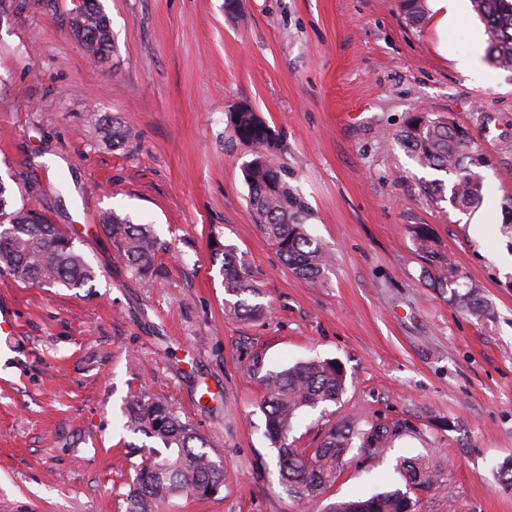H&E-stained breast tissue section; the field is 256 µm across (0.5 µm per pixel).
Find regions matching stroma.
<instances>
[{
	"instance_id": "obj_1",
	"label": "stroma",
	"mask_w": 512,
	"mask_h": 512,
	"mask_svg": "<svg viewBox=\"0 0 512 512\" xmlns=\"http://www.w3.org/2000/svg\"><path fill=\"white\" fill-rule=\"evenodd\" d=\"M114 48L89 57L72 37L77 0H0V177L17 206L70 229L98 276L89 292L0 275L20 325L0 366V512H124L144 438L125 429L139 392L167 400L209 441L226 483L177 512H296L263 435L261 378L297 362L339 363V403L291 433L316 447L352 418L407 431L380 458L351 451L310 512L402 487L397 458L427 456L446 490L412 492L415 512H512L498 481L512 458V241L501 216L477 225L431 203L394 138L427 109L493 151L485 195L512 194V72L458 60L486 47L470 0L441 28L410 25L400 0H100ZM250 105L288 146L312 209L309 232L333 255L328 280L298 278L254 224L245 148L227 121ZM119 121L130 136L114 144ZM154 225L166 248L151 285L114 254L101 218ZM482 288L490 313L457 309L440 268ZM249 263L264 315L229 312L210 241ZM413 232L416 238L419 240V244L422 247V249H424L426 253H429L431 258H434V260L432 261L438 262L440 267H443L446 270L451 271L450 277L454 278L452 271L454 265L452 264L450 257L448 256L447 258L446 256L440 254L439 252L429 250L430 243L432 242L429 225L419 224L414 228Z\"/></svg>"
}]
</instances>
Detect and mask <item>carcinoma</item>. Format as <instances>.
I'll return each mask as SVG.
<instances>
[{"label":"carcinoma","instance_id":"carcinoma-1","mask_svg":"<svg viewBox=\"0 0 512 512\" xmlns=\"http://www.w3.org/2000/svg\"><path fill=\"white\" fill-rule=\"evenodd\" d=\"M472 10L484 22L489 41L485 58L500 69L512 71V0H470ZM406 20L418 24L426 13V0H401ZM70 29L85 51L101 59L112 51L110 19L99 0H80ZM232 140L245 147L251 159L243 166L249 189V205L255 223L276 247L288 267L301 279L319 284L331 270L327 247L306 229L311 207L294 185L295 170L287 149L249 107L230 115ZM394 138L423 169L441 172L446 179L424 185L433 203L448 201L463 213L480 206L484 199V176L480 169L491 158L464 125L421 110L410 115ZM103 228L112 246L133 275L149 283L157 273L161 249L148 224H135L129 216L107 214ZM419 244L448 271L451 259L429 249V225L414 228ZM211 262L220 263L224 291L235 298L226 305L237 316L256 317L261 302L250 303L245 295L260 297L253 285L249 264L237 249L215 241ZM0 274L21 284L46 288L82 290L94 288L97 272L76 247L72 237L42 215L17 209L11 187L0 180ZM465 292H460V289ZM453 301L480 318L488 313L478 285L463 282L451 289ZM266 395L261 403L264 434L277 453L279 482L289 496L312 502L336 481L345 456L358 450L372 458L386 454L393 440L403 433L399 425L339 420L332 424L315 448H295L289 441L293 424L306 409L339 401L345 389V373L337 362L308 361L262 377ZM126 427L150 440L141 445L144 463L123 494L126 512H174L177 500L189 496L207 499L218 493L226 477L224 464L210 457L207 439L183 421L167 402L139 393L130 400ZM396 470L405 489L396 488L365 498L329 504L323 512H408L414 489L445 487L443 468L428 459L411 457L397 462Z\"/></svg>","mask_w":512,"mask_h":512}]
</instances>
